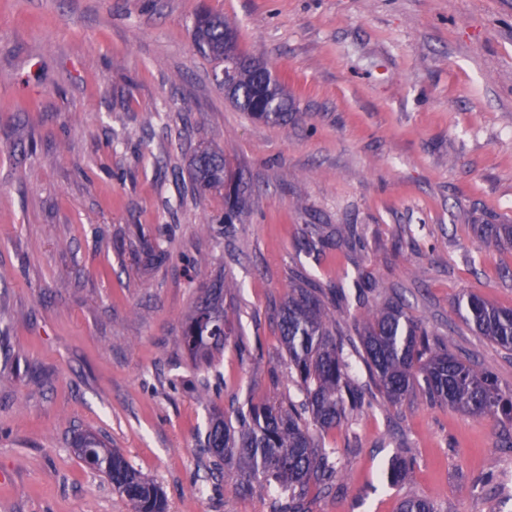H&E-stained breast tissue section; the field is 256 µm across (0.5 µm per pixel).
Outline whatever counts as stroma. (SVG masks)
<instances>
[{
  "label": "stroma",
  "instance_id": "35a3bbf8",
  "mask_svg": "<svg viewBox=\"0 0 512 512\" xmlns=\"http://www.w3.org/2000/svg\"><path fill=\"white\" fill-rule=\"evenodd\" d=\"M202 9L284 82L287 125L225 98L193 45ZM201 145L249 188L212 232L224 199L193 185ZM484 224H512V0H0V512H130L77 457L86 430L167 512H269L260 484L213 476L204 440L215 413L298 395L276 314L301 276L344 290L348 331L402 300L512 394V351L458 312L470 291L512 307V244ZM221 273L236 334L198 367L183 327ZM365 400L313 433L342 471L313 512H512V420ZM398 454L415 466L393 485Z\"/></svg>",
  "mask_w": 512,
  "mask_h": 512
}]
</instances>
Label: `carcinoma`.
I'll use <instances>...</instances> for the list:
<instances>
[{
    "mask_svg": "<svg viewBox=\"0 0 512 512\" xmlns=\"http://www.w3.org/2000/svg\"><path fill=\"white\" fill-rule=\"evenodd\" d=\"M193 37L218 65L239 59L253 62L236 75V107L254 119L288 124V97L282 85L264 61L239 49L238 31L224 16L197 12ZM192 177L198 191L219 195L234 180L230 161L209 147L195 153ZM243 204L239 196L225 194L223 223H233ZM480 233L486 241L512 242V224H484ZM330 293L336 290L328 293L308 282L298 283L278 311L288 369L300 385L302 399L275 395L238 413L233 422L216 414L205 435V447L218 461L216 470L236 469L243 491L253 481L261 482L271 493L270 512H313L307 498L310 486L323 495L336 491L341 469L335 450L318 447L310 425L334 429L362 405V392L352 382L349 356L344 353L352 340L333 326L326 308ZM459 310L475 332L512 350L511 307L496 306L471 292L463 297ZM232 336L234 331L224 320V288L204 289L185 323L184 343L190 357L208 364ZM356 336L369 376L388 401L398 402L419 391L429 402H444L473 417L501 413L512 417V395L502 393L492 371L450 352L408 315L403 303L395 300L368 311ZM75 447L84 449L80 458L128 501L131 512H167L161 490L98 436L82 434ZM412 466L413 460L406 456L394 458L391 480H404ZM398 512L438 509L425 498L411 497L400 502Z\"/></svg>",
    "mask_w": 512,
    "mask_h": 512,
    "instance_id": "carcinoma-1",
    "label": "carcinoma"
}]
</instances>
